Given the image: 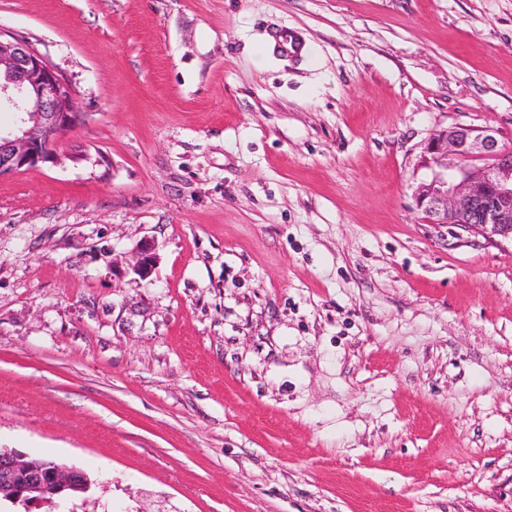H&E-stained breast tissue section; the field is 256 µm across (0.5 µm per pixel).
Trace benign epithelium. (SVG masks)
Returning <instances> with one entry per match:
<instances>
[{
    "mask_svg": "<svg viewBox=\"0 0 512 512\" xmlns=\"http://www.w3.org/2000/svg\"><path fill=\"white\" fill-rule=\"evenodd\" d=\"M17 115L0 131V176L52 159L62 134L83 121L68 83L25 41L0 31V105ZM423 165L431 177L413 189L417 207L433 224L489 234L512 242V150L490 127H453L433 133ZM154 254L138 249L136 271L150 275ZM82 470L0 450V495L29 510L72 490L87 493Z\"/></svg>",
    "mask_w": 512,
    "mask_h": 512,
    "instance_id": "7a95c632",
    "label": "benign epithelium"
}]
</instances>
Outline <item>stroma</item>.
Here are the masks:
<instances>
[{
  "mask_svg": "<svg viewBox=\"0 0 512 512\" xmlns=\"http://www.w3.org/2000/svg\"><path fill=\"white\" fill-rule=\"evenodd\" d=\"M0 28L85 118L0 176V448L95 481L55 512H512V243L412 196L437 130L512 148V0H0Z\"/></svg>",
  "mask_w": 512,
  "mask_h": 512,
  "instance_id": "stroma-1",
  "label": "stroma"
}]
</instances>
